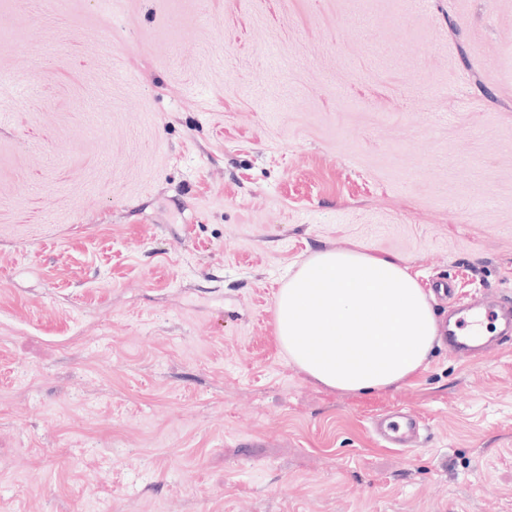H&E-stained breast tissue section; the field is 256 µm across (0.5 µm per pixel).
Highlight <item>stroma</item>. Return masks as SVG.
<instances>
[{"instance_id":"obj_1","label":"stroma","mask_w":512,"mask_h":512,"mask_svg":"<svg viewBox=\"0 0 512 512\" xmlns=\"http://www.w3.org/2000/svg\"><path fill=\"white\" fill-rule=\"evenodd\" d=\"M353 248L512 297V0H0V512H512V337L289 361ZM377 427L388 443L400 448H416L422 426L414 415L391 411L378 418Z\"/></svg>"}]
</instances>
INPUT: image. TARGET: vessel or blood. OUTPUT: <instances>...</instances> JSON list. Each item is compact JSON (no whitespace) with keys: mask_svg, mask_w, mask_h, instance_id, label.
<instances>
[{"mask_svg":"<svg viewBox=\"0 0 512 512\" xmlns=\"http://www.w3.org/2000/svg\"><path fill=\"white\" fill-rule=\"evenodd\" d=\"M512 324V305L499 307L474 302L459 309L456 317L443 324L444 339L450 354L457 357L478 359L488 350V342L479 331L482 319ZM380 435L390 444L400 448L416 447L420 437L419 418L405 412H389L377 420Z\"/></svg>","mask_w":512,"mask_h":512,"instance_id":"b4317fda","label":"vessel or blood"}]
</instances>
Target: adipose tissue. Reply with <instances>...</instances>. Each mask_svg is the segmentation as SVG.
Here are the masks:
<instances>
[{"instance_id":"obj_1","label":"adipose tissue","mask_w":512,"mask_h":512,"mask_svg":"<svg viewBox=\"0 0 512 512\" xmlns=\"http://www.w3.org/2000/svg\"><path fill=\"white\" fill-rule=\"evenodd\" d=\"M277 335L302 372L331 389H384L423 368L438 325L423 288L397 260L358 249L303 262L276 303Z\"/></svg>"}]
</instances>
